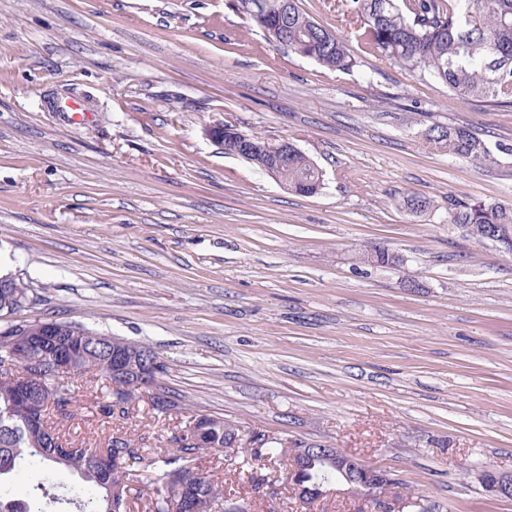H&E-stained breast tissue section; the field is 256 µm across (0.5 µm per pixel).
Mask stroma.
I'll list each match as a JSON object with an SVG mask.
<instances>
[{
    "mask_svg": "<svg viewBox=\"0 0 512 512\" xmlns=\"http://www.w3.org/2000/svg\"><path fill=\"white\" fill-rule=\"evenodd\" d=\"M69 97L89 123L56 111ZM226 122L292 140L322 190L225 155L203 130ZM434 123L512 147V109L371 56L326 71L234 0H0V254L33 299L21 316L150 345L188 413L357 455L409 512H512L477 479L512 475V255L445 221L452 201L512 204V178L435 149ZM375 244L402 264L362 263ZM69 383L63 442L120 429L168 449L178 422L147 397L118 422L102 373ZM202 466L248 512H301L224 449Z\"/></svg>",
    "mask_w": 512,
    "mask_h": 512,
    "instance_id": "1",
    "label": "stroma"
}]
</instances>
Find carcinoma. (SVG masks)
Here are the masks:
<instances>
[{"mask_svg":"<svg viewBox=\"0 0 512 512\" xmlns=\"http://www.w3.org/2000/svg\"><path fill=\"white\" fill-rule=\"evenodd\" d=\"M276 0H237L240 13L263 28L272 43L277 39L269 24L260 18L266 6ZM346 26L359 46L353 53L346 40L335 30L317 22L301 7L300 0H288V51L316 61L330 72H352L364 66L366 57L380 56L400 69L440 82L447 86L449 99L481 98L495 107L512 108V0H342L339 4ZM430 143L448 154L476 164L494 166L512 177V163L498 154L511 155L512 148L498 145L492 149L478 134L463 125L433 124L426 130ZM256 151L249 163L266 170L269 159L280 153L281 142L254 137ZM288 191L313 196L323 185L322 173L297 146L288 147V164L276 171ZM448 223L467 229L469 235L483 239L484 228L493 232L492 241L512 252V205L496 202L448 203ZM364 261L381 266L401 262L398 254L384 247H373ZM0 282V316L16 314L30 304L28 288L10 276ZM67 331L48 344L43 320H15L11 325L26 330L33 337L28 348L16 359L14 386L0 389V512H40L35 503L44 501L63 512H125L128 482L132 466L146 463L151 468L150 481L156 497L149 512H214L223 503L221 486L199 468L201 455L213 448L239 451V427L226 419L191 415L170 441L179 446L161 455L160 464L147 461L145 449L124 432H114L106 448L90 451L63 445L46 417L31 422L16 413L21 394L32 390L42 401L52 402L51 411L69 416L72 401L69 385L56 382V370H45L36 380L28 376L26 364L39 358L66 362L67 373L88 370L90 359L104 366L112 364V355L129 348L130 342L85 324L56 320ZM136 347L149 353L153 367L152 381L167 392L177 408L184 410L183 400L160 384L166 365L159 354L140 343ZM134 385L120 392L112 389L102 412L109 417L127 418L136 392ZM259 446L248 448L249 460L257 465L291 459L295 449L288 448L264 433L254 434ZM41 473L30 497L12 494V482L21 470ZM68 471L73 479L55 492L56 476ZM299 483L315 491L302 501L311 510L320 491L333 483L347 484L345 472L328 468L315 461L301 468Z\"/></svg>","mask_w":512,"mask_h":512,"instance_id":"1","label":"carcinoma"}]
</instances>
